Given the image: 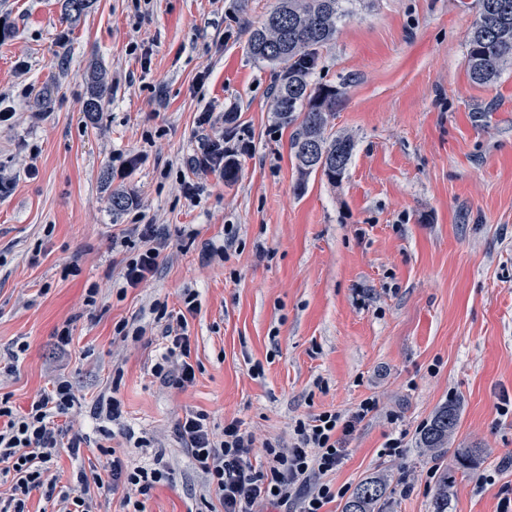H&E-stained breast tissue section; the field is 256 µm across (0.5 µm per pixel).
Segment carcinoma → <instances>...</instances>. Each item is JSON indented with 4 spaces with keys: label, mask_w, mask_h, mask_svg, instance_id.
<instances>
[{
    "label": "carcinoma",
    "mask_w": 512,
    "mask_h": 512,
    "mask_svg": "<svg viewBox=\"0 0 512 512\" xmlns=\"http://www.w3.org/2000/svg\"><path fill=\"white\" fill-rule=\"evenodd\" d=\"M93 0H64L65 13L84 14ZM346 0H276L260 26L249 35L251 55L269 64L273 72L271 111L283 125L301 121L292 149L302 177L319 172L331 183L341 181L353 154L351 139L326 133L327 116L342 102V93L312 82L318 50L335 39L339 23L348 15ZM470 80L478 85L493 82L499 71L512 65V0H480L466 51ZM110 88L101 73L93 75L83 111L91 119L103 111ZM452 406L439 410L420 432L424 453L450 455L456 465L469 467L476 457L470 448H450L449 438L458 426ZM450 470L442 469L432 497V512H448ZM387 481L371 477L359 483L341 512H384Z\"/></svg>",
    "instance_id": "cac0c4a2"
}]
</instances>
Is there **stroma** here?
I'll use <instances>...</instances> for the list:
<instances>
[{
  "instance_id": "stroma-1",
  "label": "stroma",
  "mask_w": 512,
  "mask_h": 512,
  "mask_svg": "<svg viewBox=\"0 0 512 512\" xmlns=\"http://www.w3.org/2000/svg\"><path fill=\"white\" fill-rule=\"evenodd\" d=\"M62 3L0 0V105L15 114L0 127L12 180L0 191V397L23 412L53 375L70 382L65 421L85 442L76 458L60 450L58 488L103 464L100 446L132 466L161 451L171 480L144 512H200L204 480L173 435L186 412L206 413L214 434L237 418L286 447L297 420L348 418L372 397L377 411L342 436L326 482L352 489L383 472L386 512H431L433 474L452 460L423 454L419 435L452 404L450 445L479 461L452 468L448 512H500L512 490V414L497 412L512 397V67L470 81L477 0H368L340 24L312 76L344 93L328 131L355 149L336 184L300 176L299 126L271 112V68L248 51L275 0H151L145 17L134 0H94L77 19ZM96 69L112 100L91 120ZM223 133L251 143L232 181L194 169ZM116 190L134 198L118 215ZM138 224L166 245L154 276L127 289ZM187 290L198 369L177 389L151 373L163 349L153 307L182 309ZM122 322L142 336L116 339ZM110 390L116 422L95 414ZM398 436L403 455L384 456Z\"/></svg>"
}]
</instances>
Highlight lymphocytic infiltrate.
I'll return each instance as SVG.
<instances>
[{"label":"lymphocytic infiltrate","instance_id":"obj_1","mask_svg":"<svg viewBox=\"0 0 512 512\" xmlns=\"http://www.w3.org/2000/svg\"><path fill=\"white\" fill-rule=\"evenodd\" d=\"M134 230L143 247L123 261L122 279L129 288L154 275L160 257L154 225L138 224ZM183 304V310L175 313L163 306L155 309L157 320L165 324L167 343L152 367L154 376L179 389L196 380L187 333V317L197 310L195 293L185 292ZM74 405L71 385L62 377L54 379L51 389L41 392L26 413H15L8 398L0 399V484L8 487L7 497L0 498V512H28L27 502L37 490L46 501H59L62 512H99L98 495L120 490L124 506L143 512V497L169 480L171 469L163 457H155L150 468L132 467L121 458L111 457L105 447L101 453L107 462L102 470L77 468V493L57 491L48 474L60 449L76 456L84 442L81 436L69 435L67 427L58 422ZM376 409V400L368 398L348 420L327 410L297 421L295 441L286 448L258 444L255 435L237 419L225 422L222 436H215L207 414L200 411L186 413L173 430L223 512H265L269 506L288 512L292 504L299 512H323L337 496L324 477L344 458L340 433L349 432Z\"/></svg>","mask_w":512,"mask_h":512}]
</instances>
